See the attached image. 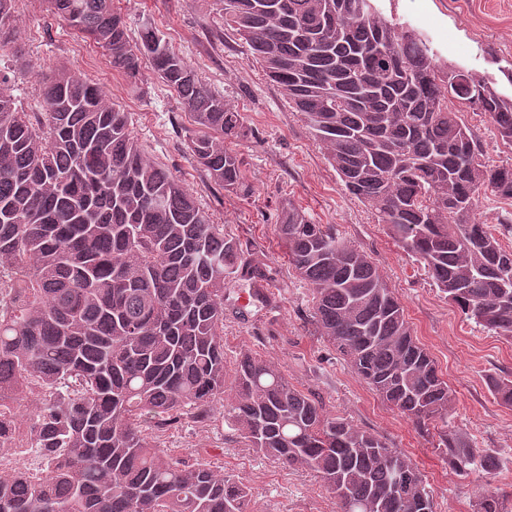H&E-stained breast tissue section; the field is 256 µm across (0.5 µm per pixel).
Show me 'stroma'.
Returning a JSON list of instances; mask_svg holds the SVG:
<instances>
[{"instance_id":"35a3bbf8","label":"stroma","mask_w":512,"mask_h":512,"mask_svg":"<svg viewBox=\"0 0 512 512\" xmlns=\"http://www.w3.org/2000/svg\"><path fill=\"white\" fill-rule=\"evenodd\" d=\"M137 37L149 22L184 57L199 78L241 112L247 139L230 143L246 193L225 191L196 163L188 148L196 128L175 92L143 66L130 84L112 71L105 52L88 45L84 61L71 48L83 37L46 10L42 0L18 12L16 39L23 60L0 48L7 75L25 111L39 109L40 76L65 66L102 85L132 117L135 138L222 224L226 234L259 253L270 273L271 304L241 308L244 287L224 304V358L234 365L244 351L275 365L298 389L314 394L333 415L382 438L423 474L436 512H476L481 496L495 492L512 512V407L495 397L490 381L512 378V339L467 320L432 283L424 267L389 237L371 210L344 188L304 117L293 109L252 56L249 45L225 25L218 0H112ZM382 14L426 36L442 64L484 76L512 97V0H376ZM463 122L490 162L512 165L488 117L466 112ZM312 222L335 225L340 235L377 263L394 289L416 340L429 352L451 390L448 428L461 441L494 456L496 471L455 472L438 446L437 430L421 434L360 380L324 339L313 317L308 285L292 270L277 232L286 203ZM159 447L190 461H206L238 476L254 492L255 512H337L335 498L304 466L291 468L246 446L216 408L212 419L155 431Z\"/></svg>"}]
</instances>
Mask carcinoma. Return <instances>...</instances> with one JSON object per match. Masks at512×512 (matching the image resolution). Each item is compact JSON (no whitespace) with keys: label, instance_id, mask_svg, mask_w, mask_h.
I'll use <instances>...</instances> for the list:
<instances>
[{"label":"carcinoma","instance_id":"carcinoma-1","mask_svg":"<svg viewBox=\"0 0 512 512\" xmlns=\"http://www.w3.org/2000/svg\"><path fill=\"white\" fill-rule=\"evenodd\" d=\"M15 2L0 0V44ZM43 2L130 83L148 62L198 127L194 159L226 191H246L224 145L248 137L241 113L157 28L145 25L133 43L112 0ZM220 3L348 193L467 319L511 339L512 249L474 211L486 191L512 200V165L487 162L459 113L488 115L512 144V98L440 65L374 0ZM131 125V113L68 69L44 79L39 112L19 109L0 75V459L10 448L41 459L35 472L18 461L0 468V512H251L238 477L150 445L148 430L205 420L224 400L226 288L244 282L267 303L268 275ZM277 230L312 290L321 335L357 376L419 430L442 422L454 470H494L448 431V383L371 257L291 203ZM233 385L225 411L249 447L318 473L338 512H435L406 455L328 415L262 357L240 355ZM491 388L512 406V379ZM31 395L41 402L26 420L17 406Z\"/></svg>","mask_w":512,"mask_h":512}]
</instances>
